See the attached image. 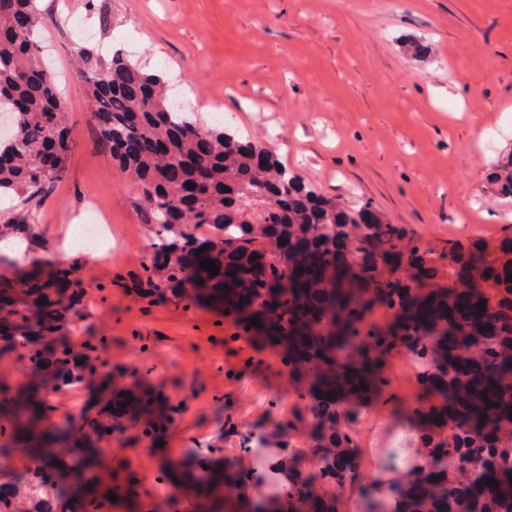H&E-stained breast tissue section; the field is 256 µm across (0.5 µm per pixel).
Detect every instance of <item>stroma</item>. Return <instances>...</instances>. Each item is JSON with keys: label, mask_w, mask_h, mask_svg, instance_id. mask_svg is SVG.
Returning <instances> with one entry per match:
<instances>
[{"label": "stroma", "mask_w": 512, "mask_h": 512, "mask_svg": "<svg viewBox=\"0 0 512 512\" xmlns=\"http://www.w3.org/2000/svg\"><path fill=\"white\" fill-rule=\"evenodd\" d=\"M42 8L50 19L39 39L73 146L64 179L36 207L25 256L0 257V316L35 299L20 285L26 276L52 295H79L83 319L54 306V333L30 345L89 341L112 379L90 375L46 397L36 365L4 353L0 340V391L48 399L45 427L73 434L93 407L152 395L143 418L170 422L162 446L147 445L130 421L102 448L104 489L145 474L133 496L140 512L184 506L183 489L169 498L154 489L186 449L213 469L245 468L244 457L228 455L225 416L273 439L300 425L305 407L285 412L273 402L287 377L280 347L237 339L234 314L196 301L191 282L147 274L159 241L143 221L139 187L98 147L84 83L64 81L75 45L123 52L188 86L207 105L208 125L268 148L322 194L368 201L418 242L437 270L429 287L448 286V252L512 237V200L484 178L512 151V0H44ZM78 19L85 34L72 27ZM90 190L112 213L111 249L94 256L67 249ZM150 276L163 290H147ZM401 363L387 355L382 390L352 403L370 447L385 433L422 428L406 404L429 393L405 390Z\"/></svg>", "instance_id": "obj_1"}]
</instances>
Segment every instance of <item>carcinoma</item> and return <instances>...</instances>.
<instances>
[{"label": "carcinoma", "instance_id": "carcinoma-1", "mask_svg": "<svg viewBox=\"0 0 512 512\" xmlns=\"http://www.w3.org/2000/svg\"><path fill=\"white\" fill-rule=\"evenodd\" d=\"M43 13L36 0H0V192H14L22 208L9 222L29 229L35 223L30 204L40 202L64 177L72 146L70 123L61 93L48 77L35 82L29 72L45 66L38 40ZM74 67L90 94V117L101 150L142 190L147 222L157 227L161 256L176 245L194 254V266L167 265V278L188 279L209 291L213 300L234 312L241 330L286 347L288 368L306 379L293 394L307 401L308 424L323 454L316 476L326 482L348 470L345 450L350 437L336 425V408L347 396L380 390V355L405 344V355L432 398L411 413L421 421L449 412L464 424L451 441L419 449L409 489L388 484L375 490V508L387 512L384 499L396 498V512H512V445L499 432L512 428V310L494 319L477 309L483 293L473 288H429L424 292L398 278H381V268L403 266L418 244L395 224H385L360 199L345 202L303 186L269 150L251 140L186 117L170 103V86L157 74L142 71L116 53L105 58L94 48L76 47ZM53 147L59 166L40 171L44 151ZM193 186H187V183ZM491 186L512 198V153L489 173ZM206 225L219 241L209 245L197 236ZM305 245L292 259L282 257L274 237ZM219 267L209 274L200 261ZM512 264L491 263L481 256L463 265L448 255V277L478 280L486 275L512 290ZM394 312L393 323L372 330L364 324L374 307ZM25 347L34 330L22 310L12 311ZM256 318L261 326L250 325ZM481 351L463 350L474 338ZM487 397H482V392ZM12 439L25 443L37 458L33 472L18 484L42 486L38 501L55 512H69L70 502L54 488L43 489V467L54 457L34 436L36 407L1 397ZM487 419H481V416ZM98 449L81 454L72 467L88 484L87 512H106L108 496L88 479L98 463ZM474 469L448 481V458ZM199 493L210 499L209 512H227L237 499L241 475L234 468L189 475ZM495 479L493 488L486 480ZM14 486H0V512L28 508ZM293 512H336V504L308 491Z\"/></svg>", "mask_w": 512, "mask_h": 512}]
</instances>
